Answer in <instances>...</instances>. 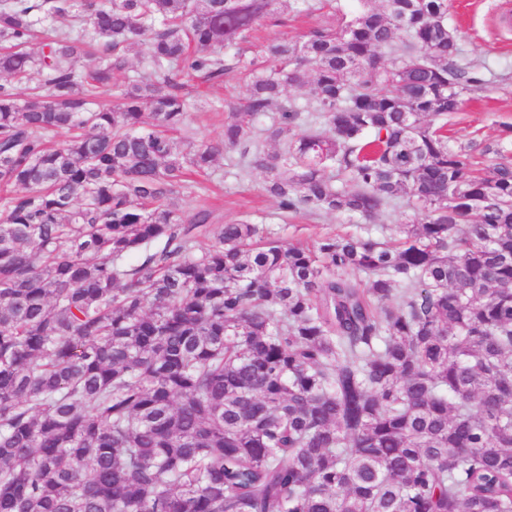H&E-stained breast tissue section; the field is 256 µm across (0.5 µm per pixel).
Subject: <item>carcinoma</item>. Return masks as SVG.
<instances>
[{"mask_svg": "<svg viewBox=\"0 0 512 512\" xmlns=\"http://www.w3.org/2000/svg\"><path fill=\"white\" fill-rule=\"evenodd\" d=\"M304 2L0 0V76L34 83L0 84V512H512V166L445 129L479 71L448 0L242 48ZM227 74L222 139L176 150L187 82ZM224 152L284 212L411 219L309 245L184 213ZM79 26L89 28L88 17L78 11H73L63 17L41 19L37 25V36L29 46L36 51L44 37L52 36L62 31L78 29ZM146 47L143 44L132 45L125 51V63L122 69L115 72V80L122 83L128 77L136 75L145 63Z\"/></svg>", "mask_w": 512, "mask_h": 512, "instance_id": "carcinoma-1", "label": "carcinoma"}]
</instances>
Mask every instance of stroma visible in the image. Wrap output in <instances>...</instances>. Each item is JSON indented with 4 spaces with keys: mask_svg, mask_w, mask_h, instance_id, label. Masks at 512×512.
I'll use <instances>...</instances> for the list:
<instances>
[{
    "mask_svg": "<svg viewBox=\"0 0 512 512\" xmlns=\"http://www.w3.org/2000/svg\"><path fill=\"white\" fill-rule=\"evenodd\" d=\"M448 23L460 36L459 64L479 65L484 78L481 89L467 95L462 109L449 116L448 134L452 140H471L482 147L484 163L512 164V150H499L501 144L512 142V0H448ZM335 25V14L323 9L321 0H307L302 12L265 21L257 35L263 40L283 34L299 38L311 29ZM193 88L196 97L187 125L173 136L179 145L189 137L221 139L225 102L246 94L244 82L231 78L221 82L198 79ZM265 179L259 171L238 172L234 154L226 153L189 189L182 206L189 213L211 210L219 224L250 220L269 228L284 242L311 243L324 236L358 231V224L342 214L310 209L282 212L276 199L264 192Z\"/></svg>",
    "mask_w": 512,
    "mask_h": 512,
    "instance_id": "1",
    "label": "stroma"
}]
</instances>
